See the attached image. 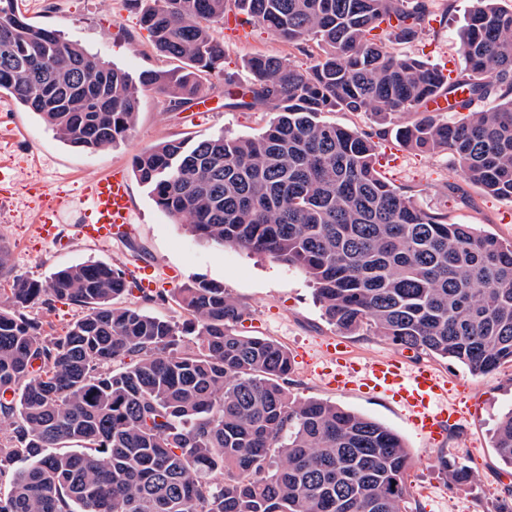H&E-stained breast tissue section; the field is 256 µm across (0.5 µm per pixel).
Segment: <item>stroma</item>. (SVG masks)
Returning a JSON list of instances; mask_svg holds the SVG:
<instances>
[{
  "label": "stroma",
  "instance_id": "stroma-1",
  "mask_svg": "<svg viewBox=\"0 0 512 512\" xmlns=\"http://www.w3.org/2000/svg\"><path fill=\"white\" fill-rule=\"evenodd\" d=\"M17 2L35 23L61 30L130 75L175 65L157 52L138 13L129 9L125 0ZM472 5V0H436L430 26L418 40L395 45V52L422 57L443 71L463 68L458 32ZM212 29L226 50L224 74L242 80L248 76L245 60L256 54L282 57L303 69L313 61L309 50L279 40L260 27L242 31L218 21ZM223 76L203 79L207 91L204 107L185 112L169 111L166 97L142 91L132 135L115 147L95 152L65 145L36 115L1 96L0 157L11 162L8 173L12 183L0 196V244L10 251L14 274L44 281L58 270L101 261L123 268L133 278L139 262L146 261L160 288L170 293L202 279L221 284L225 293L248 311L238 331L273 339L290 352L291 391L296 397L336 403L402 437L414 460L404 512H498L503 501L512 502V468L499 460L491 433L499 414L512 407V364L473 376L462 367L393 345L369 330L341 331L325 319L300 271L264 256L219 249L192 236L185 225L155 205L135 178L134 156L160 142L219 134L246 137L263 131L271 112L227 110L211 93V86L221 85ZM378 151L382 176L410 191L416 205L447 215L451 223L471 224L512 241V200L484 194L466 183H460V191H449V184L459 183L451 155L407 150L393 132L380 139ZM116 168L123 171L132 190L130 236L108 244L77 239L73 227L87 219V183ZM43 215L56 225L58 240L36 234L34 227ZM332 339L342 341L356 359L397 356L408 367L429 366L456 381L460 386L457 398L465 408L462 432H451L443 446H434L386 397L328 386L318 374V361L323 345ZM447 461L465 466L470 479L449 482L443 469Z\"/></svg>",
  "mask_w": 512,
  "mask_h": 512
}]
</instances>
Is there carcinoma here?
Segmentation results:
<instances>
[{
  "label": "carcinoma",
  "instance_id": "cac0c4a2",
  "mask_svg": "<svg viewBox=\"0 0 512 512\" xmlns=\"http://www.w3.org/2000/svg\"><path fill=\"white\" fill-rule=\"evenodd\" d=\"M157 51L184 66L132 77L0 0V93L62 142L95 151L131 134L141 91L186 110L224 63L209 22L262 26L313 43L305 70L257 54L250 79L224 76V108H265L251 137L168 140L136 155L156 206L218 247L301 271L325 318L486 375L512 363V242L418 207L377 169L372 131L321 120L368 112L380 125L442 98L398 129L406 148L446 152L460 178L512 199V8L474 0L465 66L444 75L390 50L433 21L435 0H125ZM476 102H488L481 112ZM0 512H402L409 449L392 429L290 391L288 350L235 326L246 308L205 280L167 295L177 324L119 300L123 269L88 262L45 282L12 275L0 245ZM82 310L53 336L28 314ZM512 466V408L492 433Z\"/></svg>",
  "mask_w": 512,
  "mask_h": 512
}]
</instances>
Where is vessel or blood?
Here are the masks:
<instances>
[{"mask_svg":"<svg viewBox=\"0 0 512 512\" xmlns=\"http://www.w3.org/2000/svg\"><path fill=\"white\" fill-rule=\"evenodd\" d=\"M86 201L90 219L75 225L78 238L108 243L131 231L133 205L128 182L122 174L111 173L96 179ZM336 365L333 382L337 387L360 388L392 398L430 439L440 440L446 428L455 426L463 417L462 411L448 402V379L432 369H411L391 356L361 365L342 353L337 354Z\"/></svg>","mask_w":512,"mask_h":512,"instance_id":"vessel-or-blood-1","label":"vessel or blood"}]
</instances>
